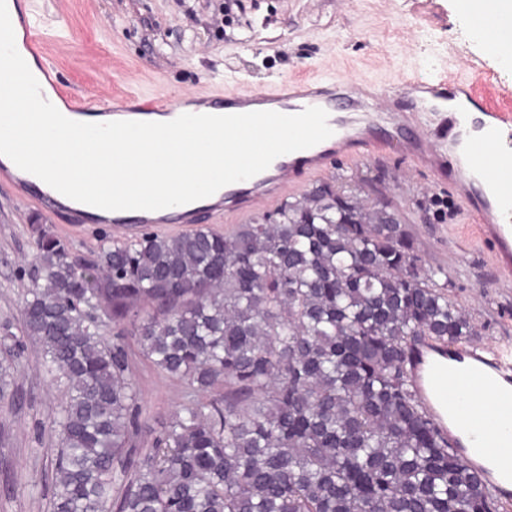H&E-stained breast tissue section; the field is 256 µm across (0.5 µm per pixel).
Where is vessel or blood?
<instances>
[{
    "mask_svg": "<svg viewBox=\"0 0 512 512\" xmlns=\"http://www.w3.org/2000/svg\"><path fill=\"white\" fill-rule=\"evenodd\" d=\"M46 41L39 21L27 20L24 45L41 58L42 72L52 81L56 67L46 58ZM14 57L15 34L0 0V59ZM56 96L84 116L110 113L127 121L153 116L173 119L189 104L215 115L265 110L293 115L311 106L328 113L333 134L323 142L282 155L263 172L226 185L219 194L158 211H116L113 223L193 224L205 211L227 217L250 213L276 204L297 186L300 176L324 172L340 150L395 148L414 165L428 166L438 179L457 183L468 213L479 221L481 238L494 245L499 271L512 273V160L493 166L484 161L488 148L512 142V111L493 107L465 82L407 78L382 90L349 79L316 76L286 78L263 92L226 86L209 93H122L108 99L75 97L60 89ZM448 359L472 387L494 389L498 396L494 410L484 411L462 392L449 390L448 373L441 367L412 366L413 388L458 453L472 466L487 468L499 499L511 501L512 477H504L502 469L512 468V431L503 432L502 423L512 418V362L500 350L480 344L449 349ZM475 421L482 429L499 431L496 457H489L484 443L473 436L470 425Z\"/></svg>",
    "mask_w": 512,
    "mask_h": 512,
    "instance_id": "b4317fda",
    "label": "vessel or blood"
}]
</instances>
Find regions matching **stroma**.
<instances>
[{"label": "stroma", "mask_w": 512, "mask_h": 512, "mask_svg": "<svg viewBox=\"0 0 512 512\" xmlns=\"http://www.w3.org/2000/svg\"><path fill=\"white\" fill-rule=\"evenodd\" d=\"M53 39L63 86L76 96H111L125 85L141 94L196 91L227 81L262 90L299 74L349 75L387 88L391 74L429 80L446 74L476 83L492 104L512 107V67L475 40L458 0H22ZM327 183L354 189L366 203L389 204L428 265L448 274V297L473 326V342L512 354V283L492 262L461 214L452 182L441 181L400 152L342 156L322 175L301 177L289 200ZM0 177V337L20 330L31 286L32 222L71 242L87 259L126 231L109 224L50 217L18 198ZM140 448L190 398L177 380L139 361ZM13 394L0 400V512H50L45 477L57 437L54 411L64 399L41 367L40 348L25 340Z\"/></svg>", "instance_id": "obj_1"}]
</instances>
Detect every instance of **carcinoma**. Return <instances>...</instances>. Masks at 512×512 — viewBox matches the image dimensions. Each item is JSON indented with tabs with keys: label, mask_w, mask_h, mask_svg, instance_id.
<instances>
[{
	"label": "carcinoma",
	"mask_w": 512,
	"mask_h": 512,
	"mask_svg": "<svg viewBox=\"0 0 512 512\" xmlns=\"http://www.w3.org/2000/svg\"><path fill=\"white\" fill-rule=\"evenodd\" d=\"M21 336L65 399L51 512H500L410 382L417 348L472 335L387 206L328 184L224 234L144 231L84 262L31 225ZM130 325L107 340L105 320ZM141 357L201 399L141 458Z\"/></svg>",
	"instance_id": "cac0c4a2"
}]
</instances>
